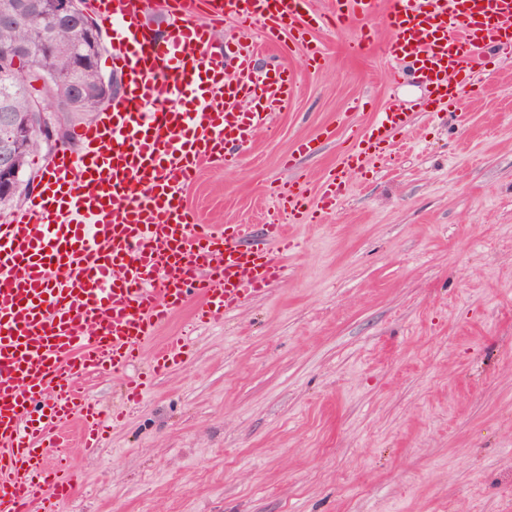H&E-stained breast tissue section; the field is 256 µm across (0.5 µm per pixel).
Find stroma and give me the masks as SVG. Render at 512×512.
<instances>
[{"label":"stroma","mask_w":512,"mask_h":512,"mask_svg":"<svg viewBox=\"0 0 512 512\" xmlns=\"http://www.w3.org/2000/svg\"><path fill=\"white\" fill-rule=\"evenodd\" d=\"M275 129L187 195L205 224H264L290 172L318 187L349 128L400 101L396 158L352 172L320 222L294 227L288 275L216 325L186 305L192 354L153 376L99 447L71 424L79 473L56 512H512V59L448 111L389 82L381 50L316 31ZM319 149L284 166L297 140Z\"/></svg>","instance_id":"obj_1"}]
</instances>
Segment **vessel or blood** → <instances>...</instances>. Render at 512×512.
<instances>
[{
  "instance_id": "1",
  "label": "vessel or blood",
  "mask_w": 512,
  "mask_h": 512,
  "mask_svg": "<svg viewBox=\"0 0 512 512\" xmlns=\"http://www.w3.org/2000/svg\"><path fill=\"white\" fill-rule=\"evenodd\" d=\"M153 0H90L122 96L74 133L77 150L46 160L26 206L0 221V512H56L71 496L73 470L49 465L60 431L79 422L96 447L108 419L75 386L86 372H120L188 301L196 321L221 322L286 277L291 226L313 224L348 191L351 172L393 153L410 117L392 105L340 152L311 189L293 179L271 196L268 222L202 224L186 196L201 170L238 165L254 133L270 129L300 73L318 70L310 46L299 71H257L243 36L304 41L328 25L352 27V49L382 46L393 80L435 86L438 110L484 72L491 53L512 54V0H168L156 34L142 22ZM384 14L391 37L378 44L367 21ZM234 21L239 37L215 51L214 30ZM252 109H243V101ZM173 337L152 370L182 364Z\"/></svg>"
}]
</instances>
